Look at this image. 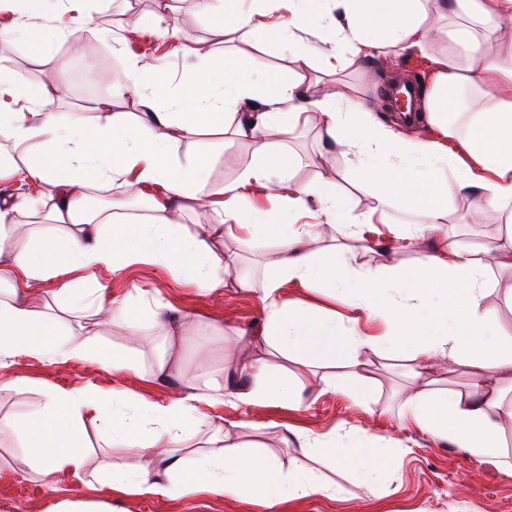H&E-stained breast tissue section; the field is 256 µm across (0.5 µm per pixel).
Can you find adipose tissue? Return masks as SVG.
Returning a JSON list of instances; mask_svg holds the SVG:
<instances>
[{"instance_id":"obj_1","label":"adipose tissue","mask_w":512,"mask_h":512,"mask_svg":"<svg viewBox=\"0 0 512 512\" xmlns=\"http://www.w3.org/2000/svg\"><path fill=\"white\" fill-rule=\"evenodd\" d=\"M245 2L206 0L204 9L215 16L220 36L244 38L268 28L276 0H253L250 8ZM429 11L460 19L451 55L437 61L425 99L426 120L444 137L454 136L456 117L467 114L461 141L469 157L465 163L450 158L441 145L412 141L388 129L345 95L301 104V80L275 73L253 75L243 58L217 57L205 43L193 54L199 66L221 72L220 83L194 74L175 91L165 69L143 62L135 70L134 84L113 85L101 97L96 122L67 116L51 109L64 92L57 79L61 60L43 30L31 31L30 41L48 80L34 93L15 72L0 69V95L15 102L13 109L0 110V138L10 144L9 150H0V179L40 187L52 207L42 211V198L33 196L0 202V228L14 226L18 210H29L32 216L22 230L25 247L0 258V355L79 358L113 370L135 369L145 329L169 326L165 305L140 304L127 321L126 346L110 350L91 330L78 343L66 337L56 318L40 312L33 286L62 273L98 267L118 275L128 263L146 261L164 264L204 292L230 282L249 290L252 278L233 274L238 255L212 245L214 237L236 232L244 245L268 241L276 252L260 298L265 323L255 338L266 355L240 367L228 396L246 405L271 402L297 409L304 402L302 388L285 361H322L349 369L363 382L366 351L384 354L400 345L421 385L403 398L398 425L512 470V461L497 444L500 419L512 418V408L504 407V392L488 384L490 376L512 371V336L491 326L484 304L485 267L476 254L451 242L409 268L382 262L354 269L332 258L322 261L307 249L316 225L298 223L297 218L315 207L338 234H345L347 212L334 179L289 186L273 214L255 209L246 196L254 183L266 182L278 190L272 175L285 173L293 163L282 149L285 135L312 124L357 156L360 171L375 181L380 200H397L420 216L418 224L393 226L396 237L418 240L439 230L448 206L451 167L459 173L460 188L474 193L478 204L512 209V57L484 58L481 44L482 39L498 38L502 21L512 20V0H288L281 42L300 56L317 53L314 46L293 39L290 31L330 16L337 42L356 51L386 55L420 50L430 36L425 24ZM130 91L140 95L145 108L142 119L133 124L124 113L108 110L112 98ZM170 96L176 99L177 111H158V101ZM228 110L239 113L234 136L260 142L261 149L217 202L209 195V158L175 161L161 131L173 126L191 139L202 128L223 126ZM130 177L163 189L152 199L147 218L126 217L115 207L88 210L90 190ZM186 200L202 203V232H185L181 213ZM287 280L310 289L340 291L358 314L385 319L388 334L343 335L335 317L301 301L279 302L277 292ZM410 290L417 299L411 306L402 302ZM438 360L469 368L470 391L438 390L430 372ZM219 387L216 377L200 380L166 406L117 391L100 395L84 389L47 390L23 418L1 416L0 436L22 434L47 479L62 473L77 477L87 461L86 421L100 420L113 443L136 449L154 463L149 471L108 468L99 486L111 496L150 492L174 499L203 493L271 507L335 495V487L317 474L299 467L283 469L255 446L239 442V422L214 426L204 408L216 403ZM191 431L205 432L207 451L188 460L177 450ZM295 439L301 454L318 451L348 471L386 465L377 449L380 437L355 426L338 437L299 433Z\"/></svg>"}]
</instances>
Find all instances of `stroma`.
I'll list each match as a JSON object with an SVG mask.
<instances>
[{
	"instance_id": "obj_1",
	"label": "stroma",
	"mask_w": 512,
	"mask_h": 512,
	"mask_svg": "<svg viewBox=\"0 0 512 512\" xmlns=\"http://www.w3.org/2000/svg\"><path fill=\"white\" fill-rule=\"evenodd\" d=\"M161 7L177 29V38L161 35L154 23L152 16ZM80 8L84 17L80 23L72 22L68 11L36 20L24 15L15 0H0V66L39 68L38 57L23 34L31 26L42 27L60 55L71 49L78 33L89 26L96 28L90 49L75 59L76 65H93V88L71 83L67 96L55 106L56 111L73 112L87 120L97 114L101 93L117 80H128L135 62L162 64L178 85L188 78L195 64L192 57L184 55V48L206 43L221 56H248L255 74L272 71L301 77L306 97L312 101L334 96L338 86H346L352 98L391 126L401 116L382 105L386 89L400 82L425 83L434 59L450 50L444 31L454 23L453 18L443 19L442 34L431 37L424 51L403 50L384 57L358 54L336 43L330 22L310 26L299 32V39L340 55L337 70L327 73L317 57L300 58L284 52L271 32L256 31L244 39L216 36L215 22L199 0H148L138 10L129 0H82ZM235 124L233 116H226L223 128L192 140L184 139L174 129L167 132L172 153L180 162H188L203 150L211 153L209 188L219 201L224 198L225 184L237 179L259 152L257 142L230 137ZM283 149L294 157L287 182L310 183L324 172L335 176L338 191L357 221L355 230L364 240L363 248L345 254L348 264L372 266L389 258L407 265L442 249L448 238H456L464 245L482 249L487 266L486 307L500 328L512 332V269L498 266L494 259L496 248L512 231V212L494 206L476 209L475 196L460 190L456 176H449L448 211L440 231L427 237L424 249H412L406 241L394 238L389 226L415 223V215L394 203L378 207L374 183L358 178L356 159L345 147L299 127L289 132ZM93 285L103 289L109 302L126 299L134 303L140 290H147L149 298L167 304L176 321L182 322L183 338L169 337L163 331L143 337L140 365L135 371H112L78 359L63 362L27 355L10 357L6 367L0 368V382L13 383L11 389L0 392V416L24 413L48 388L64 392L88 389L101 394L123 391L160 405L169 404L180 391L157 376L155 365L161 356L178 358L182 386L193 384L198 374L217 364L234 367L238 360L236 332H254L265 315L253 292L230 285L207 296L158 263L133 264L118 277L99 271ZM278 295L280 300H300L335 315L341 327L352 325L351 312L342 299L332 298L325 290H309L287 281ZM369 360V379L357 400L344 391H319L313 384V367L295 364L291 370L296 379L310 388L301 409L268 403L245 406L225 395L207 409L217 426L231 421L258 425V433L242 431L244 441L263 446L283 467L297 463L319 471L335 483L337 497L311 496L267 508L205 494L189 493L171 499L142 492L113 500V507L116 512H512V471L490 460L472 458L453 444L400 429L396 423L400 398L416 386L409 374L410 365L374 353ZM352 425L387 439L382 453L393 458L394 466L383 474L377 490H369L356 474L326 459L301 456L297 448L285 446L282 441L289 427L324 435ZM86 434L88 461L81 477L60 479L52 489L19 438H0V512H59L65 504L97 499L98 475L108 464L144 469L153 466L150 457L119 446L107 447L95 424H87Z\"/></svg>"
}]
</instances>
